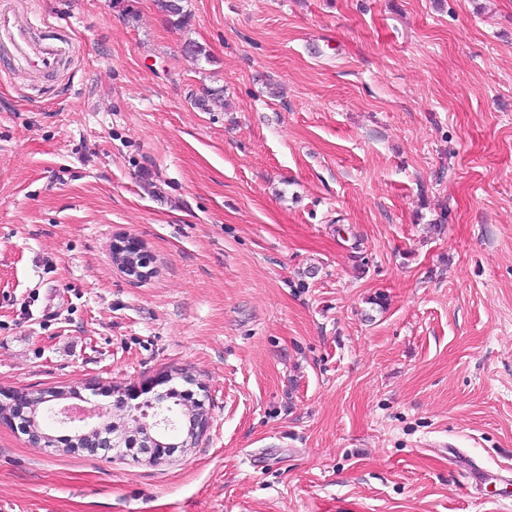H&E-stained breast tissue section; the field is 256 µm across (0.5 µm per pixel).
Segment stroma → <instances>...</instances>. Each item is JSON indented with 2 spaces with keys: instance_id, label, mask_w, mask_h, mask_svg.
<instances>
[{
  "instance_id": "stroma-1",
  "label": "stroma",
  "mask_w": 512,
  "mask_h": 512,
  "mask_svg": "<svg viewBox=\"0 0 512 512\" xmlns=\"http://www.w3.org/2000/svg\"><path fill=\"white\" fill-rule=\"evenodd\" d=\"M20 3L72 56H0V392L168 375L209 424L0 422V512H512V0ZM159 423V419L154 421L152 425L146 423L147 426L153 428L154 431H147L145 436L135 437L133 438V441L129 440V436H107L105 437V446L102 448L106 452L107 450L109 452L111 450L110 448H112L113 451L114 449L126 448V452L128 451L127 453H131L133 458L139 459L141 456L145 457V459L149 461H156L162 459L164 456H169L170 453H174L177 450L184 452L186 451V448L192 447L190 444H185L186 441L178 443L168 442L169 436L163 429V426ZM147 426H142L141 430H137L139 431V435L144 432V429Z\"/></svg>"
}]
</instances>
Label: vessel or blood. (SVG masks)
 <instances>
[{"instance_id":"1","label":"vessel or blood","mask_w":512,"mask_h":512,"mask_svg":"<svg viewBox=\"0 0 512 512\" xmlns=\"http://www.w3.org/2000/svg\"><path fill=\"white\" fill-rule=\"evenodd\" d=\"M0 49L22 60L31 72L39 75L57 71L68 54L63 42L52 38L33 40L27 21L9 4L0 6Z\"/></svg>"}]
</instances>
